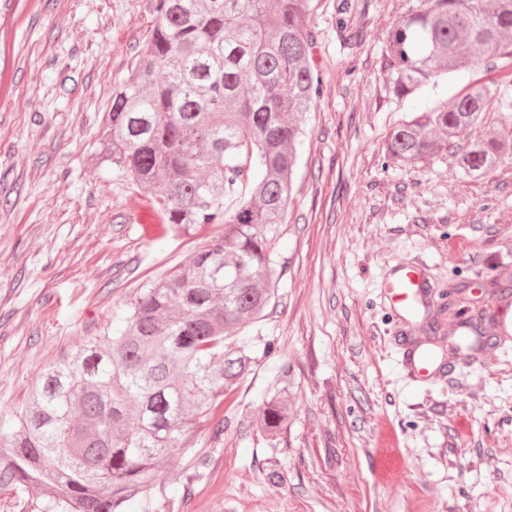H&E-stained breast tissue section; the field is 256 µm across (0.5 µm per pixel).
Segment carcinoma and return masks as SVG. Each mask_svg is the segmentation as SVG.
Segmentation results:
<instances>
[{
    "mask_svg": "<svg viewBox=\"0 0 512 512\" xmlns=\"http://www.w3.org/2000/svg\"><path fill=\"white\" fill-rule=\"evenodd\" d=\"M311 2L157 0L135 71L112 92L101 159L150 193L162 231H221L145 284L112 333L47 365L15 412L0 479L45 495L43 512H126L176 452L224 433L214 410L256 360L242 331L276 297L301 122L321 93ZM354 7L337 0L336 27L350 42L360 37ZM381 69L398 100L448 74L512 77V0H412ZM496 93L474 80L449 105L398 124L386 158L407 167L448 151ZM509 157L512 140L494 128L456 151L460 173L475 179ZM290 418L277 391L256 426L273 439Z\"/></svg>",
    "mask_w": 512,
    "mask_h": 512,
    "instance_id": "obj_1",
    "label": "carcinoma"
}]
</instances>
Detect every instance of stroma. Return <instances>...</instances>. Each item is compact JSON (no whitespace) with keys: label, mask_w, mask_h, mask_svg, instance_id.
I'll return each instance as SVG.
<instances>
[{"label":"stroma","mask_w":512,"mask_h":512,"mask_svg":"<svg viewBox=\"0 0 512 512\" xmlns=\"http://www.w3.org/2000/svg\"><path fill=\"white\" fill-rule=\"evenodd\" d=\"M157 0H0V435L42 369L103 335L140 285L169 273L214 234L144 232L147 194L101 164L112 90L132 73ZM408 0H357L362 39L344 45L336 0H313L322 92L304 117L278 245L284 268L261 324L272 345L227 391L219 441L201 436L170 467L151 512H512V339L477 337L470 357L411 382L397 349L420 337L423 312L399 315L381 282L414 262L432 296L478 289L512 269V159L481 178L453 154L385 165L389 130L419 109L449 105L456 74L416 97L389 96L380 57ZM292 407L274 439L255 420L262 397ZM404 465L376 474L382 428ZM283 479L270 482L269 471Z\"/></svg>","instance_id":"obj_1"}]
</instances>
